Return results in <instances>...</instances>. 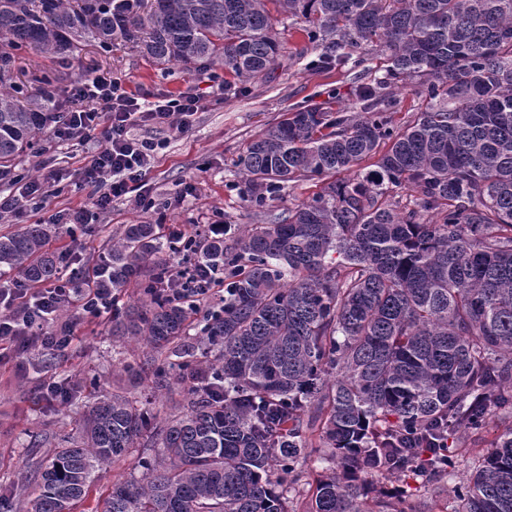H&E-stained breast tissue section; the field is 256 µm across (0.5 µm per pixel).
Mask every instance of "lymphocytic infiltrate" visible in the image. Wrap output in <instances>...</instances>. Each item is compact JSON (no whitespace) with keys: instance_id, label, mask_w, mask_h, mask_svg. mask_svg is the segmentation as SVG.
I'll return each instance as SVG.
<instances>
[{"instance_id":"obj_1","label":"lymphocytic infiltrate","mask_w":512,"mask_h":512,"mask_svg":"<svg viewBox=\"0 0 512 512\" xmlns=\"http://www.w3.org/2000/svg\"><path fill=\"white\" fill-rule=\"evenodd\" d=\"M204 106V98L192 92L150 102L126 89L120 79L100 73L74 89L67 119L56 127L54 136L70 141L99 132L104 145L90 156L78 175L81 183L94 189L93 207L105 212L114 200L130 193V181L150 169L155 159L154 143L130 135L132 123L152 122L185 134L191 129V116ZM72 294V289L62 285L33 291L1 288L0 308L5 314L0 317V358L17 347H62L63 338L43 335L42 330Z\"/></svg>"}]
</instances>
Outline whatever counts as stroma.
I'll return each instance as SVG.
<instances>
[{
  "label": "stroma",
  "mask_w": 512,
  "mask_h": 512,
  "mask_svg": "<svg viewBox=\"0 0 512 512\" xmlns=\"http://www.w3.org/2000/svg\"><path fill=\"white\" fill-rule=\"evenodd\" d=\"M278 29L285 47L280 66L237 94L224 91L223 69L207 74L188 72L175 64L162 70L119 43L107 53L84 47L65 67L32 52L23 53L20 64L28 72H62L56 95L61 103L77 83L100 72L112 73L127 88L155 97L174 96L192 86L206 99L205 108L192 117L189 134L142 123L132 127V135L160 145L154 167L141 179L142 192L152 204L139 207L123 198L114 201L109 211L89 215L87 223L56 224L57 243L67 251L63 263L69 270L94 261L107 238L121 234L128 224L163 225L174 242L194 224L217 219L234 225L260 223V215L243 198L236 166L246 144L294 108L356 111L357 85L385 75L372 47L360 49L365 59L361 67L320 69L314 61L321 50L307 41L299 24L287 20ZM101 146L97 137L62 145L48 139L41 150L28 154L18 167L17 179L0 181V196L19 194L23 181L48 169L57 173L59 181L43 207L20 202L15 212L0 220V232L17 231L88 205L91 190L81 185L77 171ZM58 324L73 336L64 350L30 349L0 361V512H22L36 463L75 436L76 421L93 395L125 392L160 420L176 412L178 393L155 389L156 352L113 335L111 315L96 316L74 304ZM511 425V417L499 415L481 431L460 434L462 454L448 477L449 485L466 481L473 472V459Z\"/></svg>",
  "instance_id": "1"
}]
</instances>
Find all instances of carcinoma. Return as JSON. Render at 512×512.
Returning <instances> with one entry per match:
<instances>
[{"instance_id": "cac0c4a2", "label": "carcinoma", "mask_w": 512, "mask_h": 512, "mask_svg": "<svg viewBox=\"0 0 512 512\" xmlns=\"http://www.w3.org/2000/svg\"><path fill=\"white\" fill-rule=\"evenodd\" d=\"M282 19L332 49L323 64L361 66L353 51L375 45L386 79L357 87L358 112H289L247 144L237 165L259 212L286 182L319 190L228 243L185 237L224 276L223 310L196 322L193 297L160 291L159 224L127 225L76 275L114 297L137 280L112 335L188 355L195 326L202 359L169 363L193 385L160 426L123 392L99 397L35 466L24 512H77L142 438L154 458L106 488L103 512H298L283 490L313 456L331 466L304 512H432L401 483L447 490L460 448L427 447L432 423L451 437L512 414V0H0V177L61 118L59 76L21 97L19 51L68 62L120 41L156 67H222L230 87L277 66ZM392 83L418 85L400 126ZM50 241L48 224L0 234V277L61 280ZM452 492L454 512H512V427Z\"/></svg>"}]
</instances>
